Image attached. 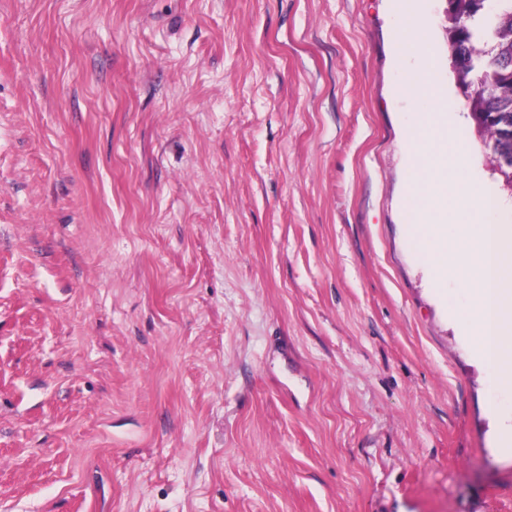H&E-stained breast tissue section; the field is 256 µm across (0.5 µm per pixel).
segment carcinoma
Segmentation results:
<instances>
[{
    "instance_id": "obj_1",
    "label": "carcinoma",
    "mask_w": 512,
    "mask_h": 512,
    "mask_svg": "<svg viewBox=\"0 0 512 512\" xmlns=\"http://www.w3.org/2000/svg\"><path fill=\"white\" fill-rule=\"evenodd\" d=\"M448 59L461 65L457 80L469 113H496L483 146L496 164L512 156V0H449Z\"/></svg>"
}]
</instances>
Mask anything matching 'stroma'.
<instances>
[{
    "instance_id": "35a3bbf8",
    "label": "stroma",
    "mask_w": 512,
    "mask_h": 512,
    "mask_svg": "<svg viewBox=\"0 0 512 512\" xmlns=\"http://www.w3.org/2000/svg\"><path fill=\"white\" fill-rule=\"evenodd\" d=\"M0 0V512H512L495 387L408 234L448 0Z\"/></svg>"
}]
</instances>
